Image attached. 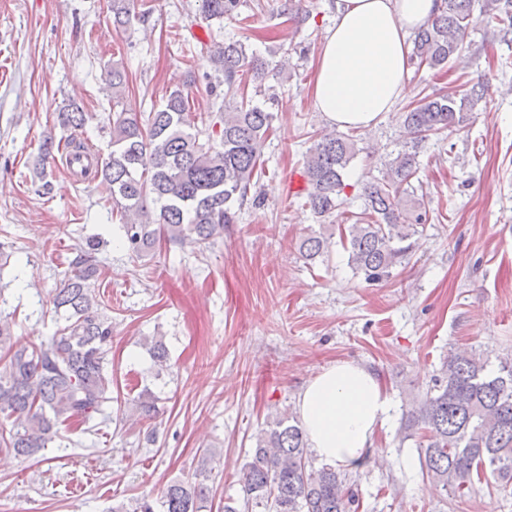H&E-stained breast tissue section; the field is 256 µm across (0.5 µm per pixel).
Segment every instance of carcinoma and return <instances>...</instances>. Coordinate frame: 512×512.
I'll return each instance as SVG.
<instances>
[{"label":"carcinoma","instance_id":"carcinoma-1","mask_svg":"<svg viewBox=\"0 0 512 512\" xmlns=\"http://www.w3.org/2000/svg\"><path fill=\"white\" fill-rule=\"evenodd\" d=\"M242 0H201L207 21H222L239 12ZM512 27V0H440L437 15L412 38L409 64L442 71L459 56L474 11ZM136 0H112V20L128 26L143 20ZM210 60L215 81L206 93L223 95L219 129H192L188 110L195 98L178 87L149 112L116 110L128 80L125 68L112 64L107 87L112 90V152L95 162L84 143L45 136L39 146L44 160L66 151L69 163L85 180L102 177L112 184L113 208L120 213L125 242L137 258L161 238L205 244L237 221L234 206L247 201L261 171V148L270 136L273 114L252 101L237 100L247 76L263 81L269 62L243 41L230 39L213 46ZM465 93H433L401 113V148L381 163V176L364 184L362 210L352 224L337 225L347 264L369 286H378L408 258L420 229L428 222L425 194L414 185L418 154L429 136L467 120L464 109L485 98L487 87L467 85ZM88 121L83 108L70 104L56 115L67 131ZM357 155L355 139L336 131L317 134L304 164L306 204L317 221L336 216L345 199L346 170ZM333 235L312 231L299 244L308 262L329 256ZM91 238L78 247L71 271L64 276L54 301L65 324L45 346L18 347L11 324L0 319V415L11 428L0 432V449L29 459L36 456L67 422L104 414L112 402V362L108 359L112 331L100 312L94 284L99 267ZM155 364L169 366L162 337L147 341ZM489 356L451 350L435 377L406 417L404 438H425L418 448L422 477L454 497L463 494L472 476L489 487L512 482V362L488 370ZM347 476L315 458L299 420L292 415L273 419L257 437L241 480L244 506L263 512H358V496L346 487ZM163 512H211L208 487L174 481L161 501Z\"/></svg>","mask_w":512,"mask_h":512}]
</instances>
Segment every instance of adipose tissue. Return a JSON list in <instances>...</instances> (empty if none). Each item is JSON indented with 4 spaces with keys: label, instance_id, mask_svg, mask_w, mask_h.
<instances>
[{
    "label": "adipose tissue",
    "instance_id": "1",
    "mask_svg": "<svg viewBox=\"0 0 512 512\" xmlns=\"http://www.w3.org/2000/svg\"><path fill=\"white\" fill-rule=\"evenodd\" d=\"M438 0H335L313 93L337 127H366L407 90L411 38L436 14ZM390 397L368 369L335 364L312 378L298 399L309 445L320 459L357 468L376 455L375 435Z\"/></svg>",
    "mask_w": 512,
    "mask_h": 512
}]
</instances>
